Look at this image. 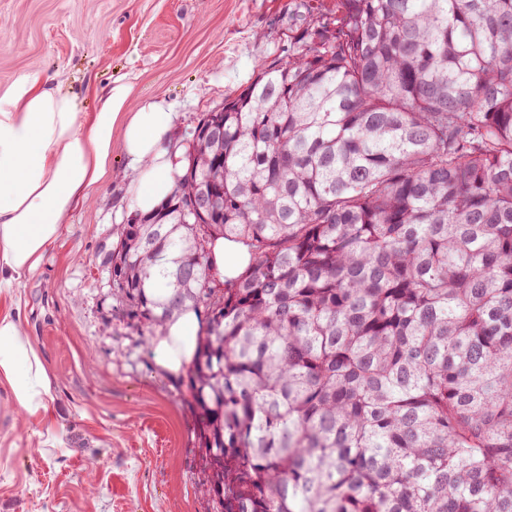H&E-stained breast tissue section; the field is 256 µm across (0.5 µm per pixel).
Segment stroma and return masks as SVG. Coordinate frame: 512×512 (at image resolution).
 Listing matches in <instances>:
<instances>
[{
    "label": "stroma",
    "instance_id": "35a3bbf8",
    "mask_svg": "<svg viewBox=\"0 0 512 512\" xmlns=\"http://www.w3.org/2000/svg\"><path fill=\"white\" fill-rule=\"evenodd\" d=\"M337 0H0V85L36 75L94 111L111 83L130 107L162 103L175 134L238 96L292 37L336 20ZM79 205L40 265L0 306L19 305L54 375L52 443L0 385V512H214L186 400L187 375L159 367L101 265L129 206L133 162Z\"/></svg>",
    "mask_w": 512,
    "mask_h": 512
}]
</instances>
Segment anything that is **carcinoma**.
<instances>
[{"instance_id": "carcinoma-1", "label": "carcinoma", "mask_w": 512, "mask_h": 512, "mask_svg": "<svg viewBox=\"0 0 512 512\" xmlns=\"http://www.w3.org/2000/svg\"><path fill=\"white\" fill-rule=\"evenodd\" d=\"M202 116L112 234V295L189 367L216 512H512V0H341ZM202 178L224 213L182 222ZM248 267L211 285L210 245Z\"/></svg>"}]
</instances>
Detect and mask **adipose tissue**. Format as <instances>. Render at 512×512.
Masks as SVG:
<instances>
[{"label": "adipose tissue", "instance_id": "obj_1", "mask_svg": "<svg viewBox=\"0 0 512 512\" xmlns=\"http://www.w3.org/2000/svg\"><path fill=\"white\" fill-rule=\"evenodd\" d=\"M130 94L129 86L111 84L95 110L82 115L74 97L51 82L22 76L0 85V283L35 269L75 205L111 181L114 138H121L135 164V209L154 210L172 190L171 115L154 101L128 110ZM249 261L242 244L217 239L209 267L213 284L236 278ZM198 328L196 311L187 309L155 337L163 370L176 375L191 364ZM0 384L9 387L15 408L48 420L53 375L18 315L7 310L0 312Z\"/></svg>", "mask_w": 512, "mask_h": 512}]
</instances>
